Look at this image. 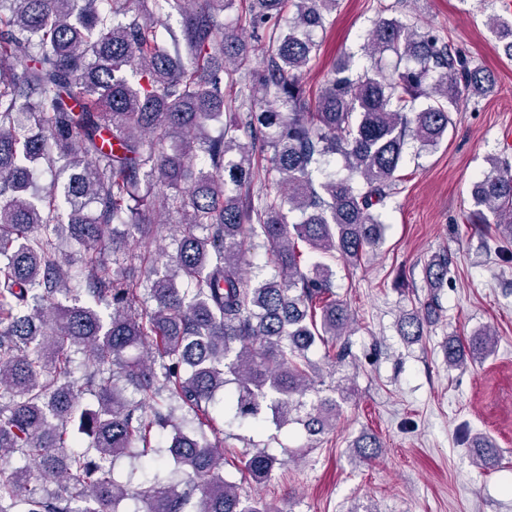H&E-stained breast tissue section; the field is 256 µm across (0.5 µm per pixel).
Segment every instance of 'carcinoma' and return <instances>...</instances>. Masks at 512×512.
I'll return each instance as SVG.
<instances>
[{
    "label": "carcinoma",
    "mask_w": 512,
    "mask_h": 512,
    "mask_svg": "<svg viewBox=\"0 0 512 512\" xmlns=\"http://www.w3.org/2000/svg\"><path fill=\"white\" fill-rule=\"evenodd\" d=\"M235 2L0 0V512H270L224 477L217 394L232 422L268 412L310 439L335 426L348 392L317 387L309 353L330 343L345 362L352 317L323 258L356 264L380 244L378 207L409 140L437 146L460 102L492 86L432 31L381 18L373 65L341 62L311 106L300 75L338 0H242L264 57L247 75V42L224 30ZM173 14L181 29L165 47L158 27ZM488 26L512 59V21ZM227 109L224 134L209 136ZM336 154L348 174L314 184ZM264 159L284 190L253 191ZM30 162L54 172L49 186ZM471 198L473 223L512 226V163L493 161ZM169 225L175 253L130 249L128 230ZM257 231L271 275L243 269ZM302 245L317 257L305 269ZM451 264L430 259L429 287ZM400 335L421 340V318H403ZM497 343L488 327L468 350L486 359ZM444 354L450 369L466 360L453 339ZM354 447L368 463L379 443ZM276 464L257 451L237 470L264 481Z\"/></svg>",
    "instance_id": "carcinoma-1"
}]
</instances>
